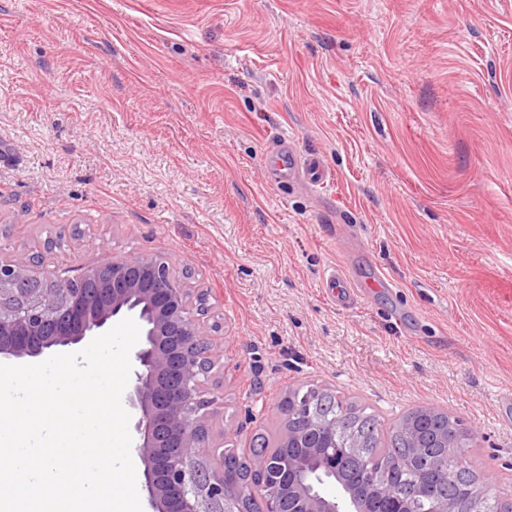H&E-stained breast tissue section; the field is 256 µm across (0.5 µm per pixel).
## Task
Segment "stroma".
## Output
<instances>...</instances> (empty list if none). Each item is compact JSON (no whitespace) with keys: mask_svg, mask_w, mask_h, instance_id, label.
Masks as SVG:
<instances>
[{"mask_svg":"<svg viewBox=\"0 0 512 512\" xmlns=\"http://www.w3.org/2000/svg\"><path fill=\"white\" fill-rule=\"evenodd\" d=\"M285 140L324 191L274 181ZM1 225L206 289L225 447L312 385L460 419L512 496V0H0Z\"/></svg>","mask_w":512,"mask_h":512,"instance_id":"1","label":"stroma"}]
</instances>
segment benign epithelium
<instances>
[{
	"mask_svg": "<svg viewBox=\"0 0 512 512\" xmlns=\"http://www.w3.org/2000/svg\"><path fill=\"white\" fill-rule=\"evenodd\" d=\"M207 311L206 294L191 300L161 256L105 260L59 281L50 280L39 253L0 257V359L73 352L115 319L138 324L126 402L131 455L140 463L137 485L148 512H250V499L271 491L265 512H412L415 498L426 499L430 512H512V497L488 486L474 484L463 497L444 491L466 467L460 439L470 431L462 422H448L451 440L440 461L429 459L413 426H406L420 470L411 486L399 488L336 457V421L318 419L319 390L285 395L278 446L298 453L278 461L253 456L249 482L229 478L237 465L220 451L224 444L211 427L215 400L204 394L219 360L221 330L202 319ZM326 480L338 481L339 495L320 489Z\"/></svg>",
	"mask_w": 512,
	"mask_h": 512,
	"instance_id": "7a95c632",
	"label": "benign epithelium"
}]
</instances>
